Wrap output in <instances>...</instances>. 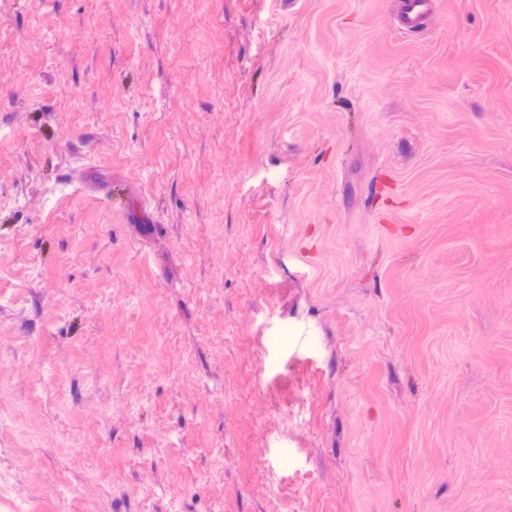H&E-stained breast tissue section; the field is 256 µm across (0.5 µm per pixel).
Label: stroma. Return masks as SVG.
<instances>
[{"mask_svg":"<svg viewBox=\"0 0 512 512\" xmlns=\"http://www.w3.org/2000/svg\"><path fill=\"white\" fill-rule=\"evenodd\" d=\"M0 0V471L43 512H512V0ZM434 0H402L397 11L400 28L415 33L425 26L433 11Z\"/></svg>","mask_w":512,"mask_h":512,"instance_id":"35a3bbf8","label":"stroma"}]
</instances>
